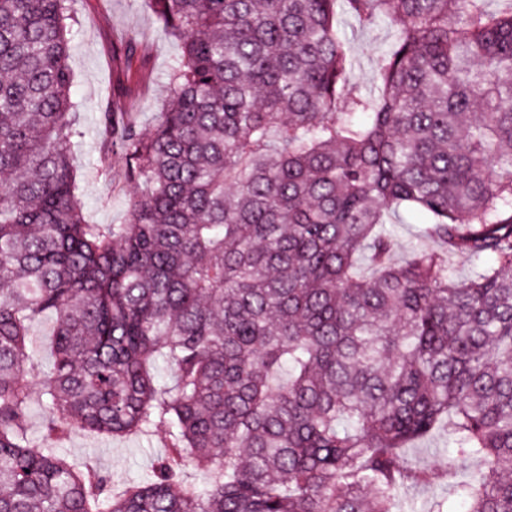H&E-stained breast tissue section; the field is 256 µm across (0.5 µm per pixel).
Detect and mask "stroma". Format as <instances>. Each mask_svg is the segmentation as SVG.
Here are the masks:
<instances>
[{
    "mask_svg": "<svg viewBox=\"0 0 512 512\" xmlns=\"http://www.w3.org/2000/svg\"><path fill=\"white\" fill-rule=\"evenodd\" d=\"M73 7L81 20L70 53L73 98L80 105L81 136L75 164L81 176V199L89 223L121 224L127 219L129 198L136 186L126 177L120 158H113L108 170L99 162L100 106L109 88L132 89L135 119L142 130H150L168 97V68L180 55L181 44L143 0H74ZM339 22L348 37L350 84L361 90L372 88L375 59L388 47L390 32L383 25L362 26L347 15ZM120 34L137 35L149 47L143 67L130 74L112 61V41ZM164 438L160 430L148 437L115 440L77 432L61 444L60 451L71 460L93 465L119 486L149 473L154 461L166 453ZM447 445L448 432L443 428L414 443L412 461L434 471L429 484L412 488L418 502L447 496L448 478L435 469L437 456Z\"/></svg>",
    "mask_w": 512,
    "mask_h": 512,
    "instance_id": "obj_1",
    "label": "stroma"
}]
</instances>
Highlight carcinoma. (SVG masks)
Listing matches in <instances>:
<instances>
[{"label":"carcinoma","mask_w":512,"mask_h":512,"mask_svg":"<svg viewBox=\"0 0 512 512\" xmlns=\"http://www.w3.org/2000/svg\"><path fill=\"white\" fill-rule=\"evenodd\" d=\"M486 3L147 0L182 52L150 131L101 109L140 190L91 224L72 0H0V512H456L407 495L443 425L448 497L512 512V8ZM339 13L392 34L358 93ZM401 209L436 246L394 263ZM158 429L118 492L55 450Z\"/></svg>","instance_id":"1"}]
</instances>
